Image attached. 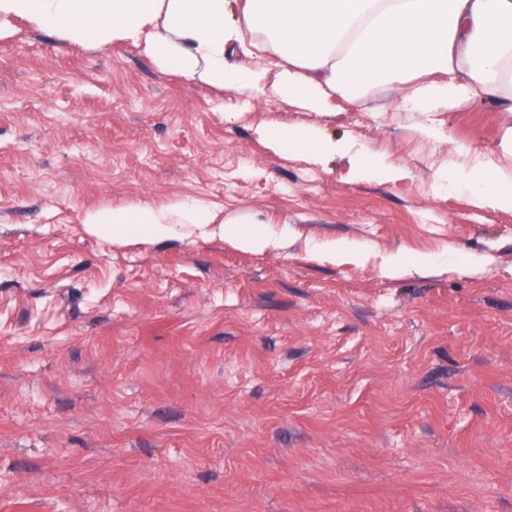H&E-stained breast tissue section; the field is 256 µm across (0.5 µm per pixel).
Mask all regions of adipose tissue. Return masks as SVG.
<instances>
[{
  "label": "adipose tissue",
  "instance_id": "1",
  "mask_svg": "<svg viewBox=\"0 0 512 512\" xmlns=\"http://www.w3.org/2000/svg\"><path fill=\"white\" fill-rule=\"evenodd\" d=\"M18 19L74 42L142 46L171 73L313 112L331 111L334 95L356 101L381 86L406 112L481 98L512 113V0H244L234 11L229 0H0V37ZM237 53L255 58V68L237 69ZM263 136L275 151L316 163L346 155L357 181L396 183L409 175L387 155L351 149L312 125H272ZM439 187L512 210V171L491 162L445 173ZM173 213L256 251L292 234L286 224L217 223L202 202L102 208L86 222L132 245L176 235Z\"/></svg>",
  "mask_w": 512,
  "mask_h": 512
}]
</instances>
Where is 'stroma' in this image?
I'll use <instances>...</instances> for the list:
<instances>
[{
    "mask_svg": "<svg viewBox=\"0 0 512 512\" xmlns=\"http://www.w3.org/2000/svg\"><path fill=\"white\" fill-rule=\"evenodd\" d=\"M333 102L248 106L21 20L0 38V512H512V211L436 190L478 159L511 169L512 114ZM273 124L410 176L276 154ZM178 201L295 235L122 246L84 222ZM398 251L440 265L389 274ZM263 136L275 151L304 154L315 163L332 155H347L350 174L357 181L396 183L409 175L406 167L396 164L387 155L365 148L351 153V145L325 138L321 130L312 125H272L264 130ZM318 248L325 250L331 257L336 256L342 260L349 262H361L364 259L363 251L355 244L346 241H329L318 245Z\"/></svg>",
    "mask_w": 512,
    "mask_h": 512,
    "instance_id": "1",
    "label": "stroma"
}]
</instances>
